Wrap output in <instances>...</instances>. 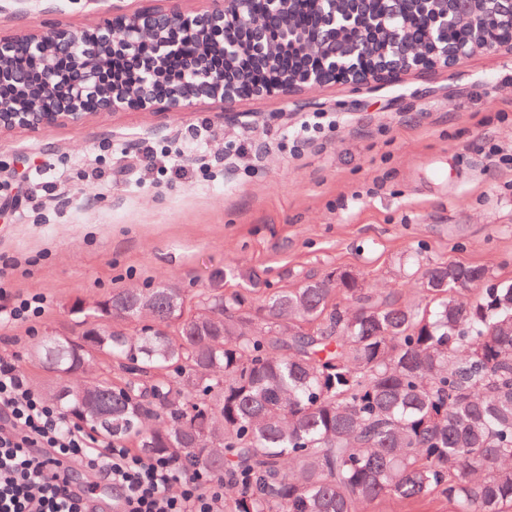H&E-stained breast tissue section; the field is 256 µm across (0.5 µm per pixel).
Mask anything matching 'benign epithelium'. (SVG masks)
<instances>
[{"label": "benign epithelium", "mask_w": 512, "mask_h": 512, "mask_svg": "<svg viewBox=\"0 0 512 512\" xmlns=\"http://www.w3.org/2000/svg\"><path fill=\"white\" fill-rule=\"evenodd\" d=\"M477 12L473 0H207L196 11L112 9L101 47L78 51L82 31L55 28L43 34L0 38V89L30 95L29 111L9 112L0 102V130L57 122L80 123L99 112H185L200 99L232 103L253 96L283 97L331 84L371 88L403 73L453 68L470 55L466 34L493 50L502 40L500 16L512 19V0ZM197 45L183 77L158 100L155 83L182 38ZM54 51L70 58L71 76L60 79L49 61L38 74L5 67L14 47ZM295 71L280 68L285 57Z\"/></svg>", "instance_id": "1"}]
</instances>
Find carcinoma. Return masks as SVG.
I'll return each mask as SVG.
<instances>
[{"instance_id": "1", "label": "carcinoma", "mask_w": 512, "mask_h": 512, "mask_svg": "<svg viewBox=\"0 0 512 512\" xmlns=\"http://www.w3.org/2000/svg\"><path fill=\"white\" fill-rule=\"evenodd\" d=\"M43 55L19 48L31 73ZM227 293V272L187 297L124 288L79 341L32 358L61 381V411L140 453L227 473L225 512H366L438 495L448 512H512V281L425 264L421 298L364 288L348 268ZM115 379L79 382L96 356Z\"/></svg>"}]
</instances>
